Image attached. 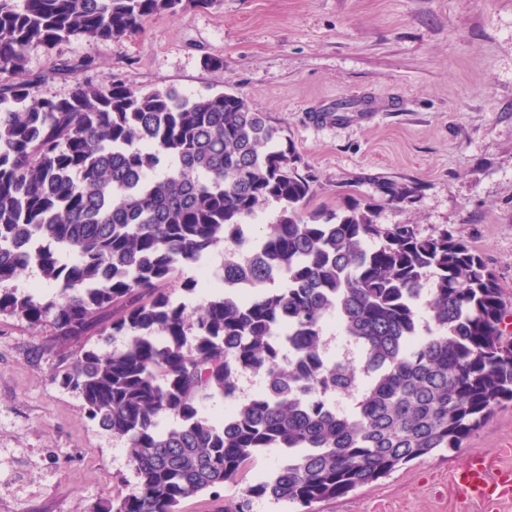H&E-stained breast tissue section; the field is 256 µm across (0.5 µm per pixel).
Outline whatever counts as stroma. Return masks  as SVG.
I'll list each match as a JSON object with an SVG mask.
<instances>
[{
	"instance_id": "stroma-1",
	"label": "stroma",
	"mask_w": 512,
	"mask_h": 512,
	"mask_svg": "<svg viewBox=\"0 0 512 512\" xmlns=\"http://www.w3.org/2000/svg\"><path fill=\"white\" fill-rule=\"evenodd\" d=\"M88 58L135 89L242 94L314 174L312 207L351 190L369 198L374 177L418 184L375 223L459 236L512 303V0H216L119 41L31 45L25 75L63 98ZM56 362L49 326L0 318V512H94L130 491L122 441L52 382ZM476 453L512 468V402L461 448L309 512H512V499L490 509L456 498L452 472Z\"/></svg>"
}]
</instances>
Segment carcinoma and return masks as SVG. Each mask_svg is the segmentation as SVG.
<instances>
[{
    "label": "carcinoma",
    "mask_w": 512,
    "mask_h": 512,
    "mask_svg": "<svg viewBox=\"0 0 512 512\" xmlns=\"http://www.w3.org/2000/svg\"><path fill=\"white\" fill-rule=\"evenodd\" d=\"M215 3L0 0V284L34 266L56 288L1 289L0 317L53 329V380L124 442L134 488L99 512H179L227 486L232 512L263 498L307 508L461 447L512 402L506 306L482 254L446 231L374 223L417 187L376 177L371 197L311 210L295 148L236 92L133 90L91 60L65 98L23 79L34 43L120 40ZM271 202L276 223L250 238L247 220ZM220 244L224 282L189 313L171 288L199 292L184 270ZM330 318L353 357L328 359ZM94 331L123 344L65 350ZM245 373L270 387L205 416ZM339 395L350 408L336 410ZM270 448L278 467L243 482Z\"/></svg>",
    "instance_id": "obj_1"
}]
</instances>
